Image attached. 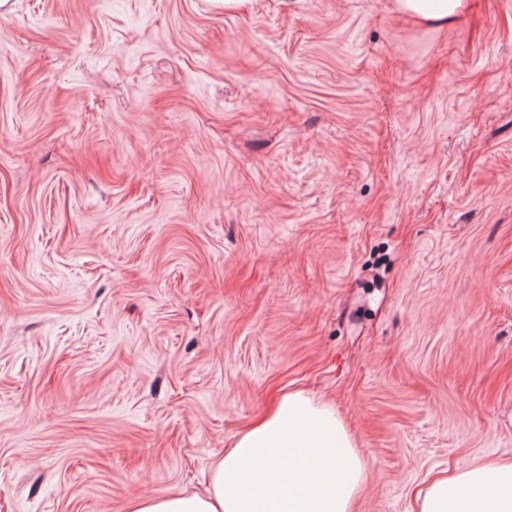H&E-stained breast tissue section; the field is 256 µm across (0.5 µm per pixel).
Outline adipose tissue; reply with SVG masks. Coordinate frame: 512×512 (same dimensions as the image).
<instances>
[{
	"instance_id": "obj_1",
	"label": "adipose tissue",
	"mask_w": 512,
	"mask_h": 512,
	"mask_svg": "<svg viewBox=\"0 0 512 512\" xmlns=\"http://www.w3.org/2000/svg\"><path fill=\"white\" fill-rule=\"evenodd\" d=\"M467 0H392L420 26H445ZM366 459L335 412L303 392L283 394L235 435L205 494L138 495L126 512H350ZM418 512H512V462L467 466L433 479Z\"/></svg>"
}]
</instances>
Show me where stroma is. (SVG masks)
Listing matches in <instances>:
<instances>
[{"instance_id":"35a3bbf8","label":"stroma","mask_w":512,"mask_h":512,"mask_svg":"<svg viewBox=\"0 0 512 512\" xmlns=\"http://www.w3.org/2000/svg\"><path fill=\"white\" fill-rule=\"evenodd\" d=\"M299 390L353 512L512 460V0H8L0 512L204 491ZM466 0H392V10L420 26H445L464 10Z\"/></svg>"}]
</instances>
